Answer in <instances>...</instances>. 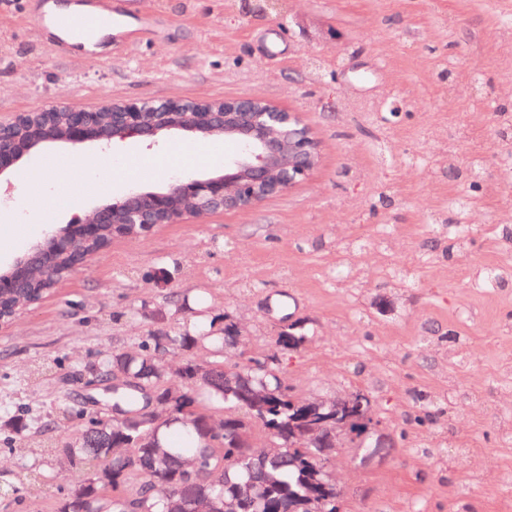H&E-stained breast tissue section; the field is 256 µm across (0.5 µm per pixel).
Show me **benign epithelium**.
<instances>
[{
	"instance_id": "1",
	"label": "benign epithelium",
	"mask_w": 512,
	"mask_h": 512,
	"mask_svg": "<svg viewBox=\"0 0 512 512\" xmlns=\"http://www.w3.org/2000/svg\"><path fill=\"white\" fill-rule=\"evenodd\" d=\"M259 99L241 97L219 102L165 100H131L118 105L106 102L101 106L80 110L50 103L38 112L18 114L9 121L0 120V183L17 178L23 161L42 149L44 144L62 143L74 148L94 144L111 148L133 139L148 147L156 144L171 130L164 119L178 112L193 109L196 124L192 129L204 134L224 130V119L232 114L253 115L257 123L252 130L253 142L261 154L251 164L249 175L175 177L162 193L131 190L116 199L86 211L71 223L51 228L44 236L53 242L54 250L70 259V268L81 265L92 252L84 244L95 239L104 224L113 227L125 224H175L197 217L209 208L217 213L224 210H249L266 197L281 193L306 177L317 157V142L308 128H290L298 118L279 108L261 110ZM56 112L67 115L62 134L50 131L40 136L24 133V128L36 119H45ZM42 242L32 244L9 267L0 272V288H17L39 274L49 272L42 259ZM369 398L348 393L333 398L311 396L308 403L318 408L325 404L336 407V433L347 430L349 414L368 412Z\"/></svg>"
}]
</instances>
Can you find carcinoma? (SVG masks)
Wrapping results in <instances>:
<instances>
[{
    "mask_svg": "<svg viewBox=\"0 0 512 512\" xmlns=\"http://www.w3.org/2000/svg\"><path fill=\"white\" fill-rule=\"evenodd\" d=\"M52 273L33 284L22 299L43 297L68 272V261L46 252ZM307 342L295 328L276 345L294 351ZM238 340L222 329L215 336L204 326L194 331H157L143 338L134 352L114 350L100 374H122L131 382L112 387L119 417L72 415L84 421L81 436L57 449L61 463L81 467L73 490L59 498L57 512H226L235 501L238 512H336L333 456L322 454L339 442L333 426L305 436L309 413L305 397L285 383L278 366L248 355L229 369L221 360ZM208 350L214 359L199 372L196 354ZM181 356L176 379L163 357ZM224 422L212 423L215 409ZM268 434L279 452L255 456L249 438ZM356 448L377 447L369 420H352L345 436Z\"/></svg>",
    "mask_w": 512,
    "mask_h": 512,
    "instance_id": "cac0c4a2",
    "label": "carcinoma"
}]
</instances>
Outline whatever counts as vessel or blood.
I'll return each instance as SVG.
<instances>
[{
	"mask_svg": "<svg viewBox=\"0 0 512 512\" xmlns=\"http://www.w3.org/2000/svg\"><path fill=\"white\" fill-rule=\"evenodd\" d=\"M73 4L61 15L54 12L51 0H34L30 17L38 38L51 49L65 50L75 40L92 45L103 34L113 50H127L160 21L156 15L137 14L131 0H73Z\"/></svg>",
	"mask_w": 512,
	"mask_h": 512,
	"instance_id": "obj_1",
	"label": "vessel or blood"
}]
</instances>
